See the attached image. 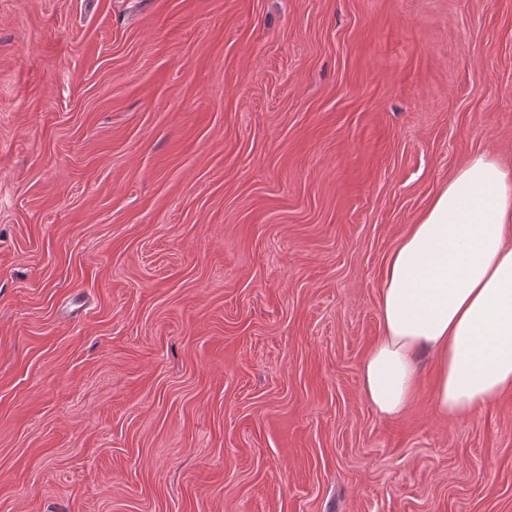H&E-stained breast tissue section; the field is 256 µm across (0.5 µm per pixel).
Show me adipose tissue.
I'll return each instance as SVG.
<instances>
[{
  "instance_id": "adipose-tissue-1",
  "label": "adipose tissue",
  "mask_w": 512,
  "mask_h": 512,
  "mask_svg": "<svg viewBox=\"0 0 512 512\" xmlns=\"http://www.w3.org/2000/svg\"><path fill=\"white\" fill-rule=\"evenodd\" d=\"M380 310L385 334L361 364L379 414L407 411L426 354L443 417L512 391V169L469 157L390 253Z\"/></svg>"
}]
</instances>
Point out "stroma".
<instances>
[{"mask_svg": "<svg viewBox=\"0 0 512 512\" xmlns=\"http://www.w3.org/2000/svg\"><path fill=\"white\" fill-rule=\"evenodd\" d=\"M477 152L512 0H0V512H512V391L360 375Z\"/></svg>", "mask_w": 512, "mask_h": 512, "instance_id": "35a3bbf8", "label": "stroma"}]
</instances>
